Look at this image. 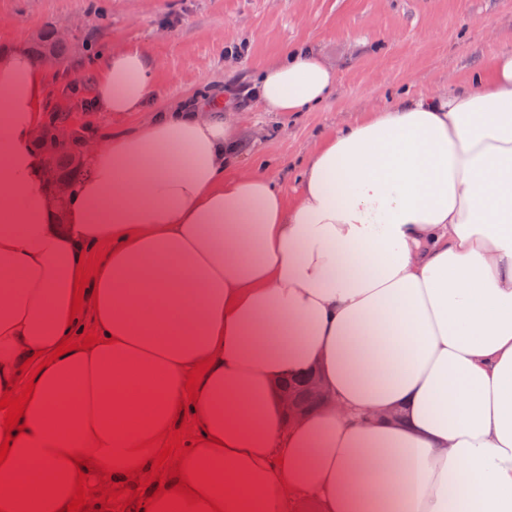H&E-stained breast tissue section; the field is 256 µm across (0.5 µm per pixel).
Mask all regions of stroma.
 <instances>
[{"mask_svg":"<svg viewBox=\"0 0 512 512\" xmlns=\"http://www.w3.org/2000/svg\"><path fill=\"white\" fill-rule=\"evenodd\" d=\"M48 23L71 53L48 73L47 113L71 84L93 100L101 58L127 47L154 61L159 110L249 87L288 47L312 44L338 75L323 107L263 112L246 95L236 105L242 168L288 197L324 137L402 95L458 87L512 46V0H0V51L29 47Z\"/></svg>","mask_w":512,"mask_h":512,"instance_id":"1","label":"stroma"}]
</instances>
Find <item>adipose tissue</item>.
Returning a JSON list of instances; mask_svg holds the SVG:
<instances>
[{
	"mask_svg": "<svg viewBox=\"0 0 512 512\" xmlns=\"http://www.w3.org/2000/svg\"><path fill=\"white\" fill-rule=\"evenodd\" d=\"M153 73L137 49L102 60L97 102L144 118L101 135L59 213L33 136L44 70L0 55V394L37 383L0 512H63L68 451L135 486L142 443L186 413V473L227 512H512V47L338 129L290 200L236 165L241 117L221 99L147 113ZM335 87L300 45L250 92L308 112ZM99 244L83 304L100 343L30 375L83 334L76 269ZM314 368L333 403L289 423L279 389Z\"/></svg>",
	"mask_w": 512,
	"mask_h": 512,
	"instance_id": "ef3b65f1",
	"label": "adipose tissue"
}]
</instances>
